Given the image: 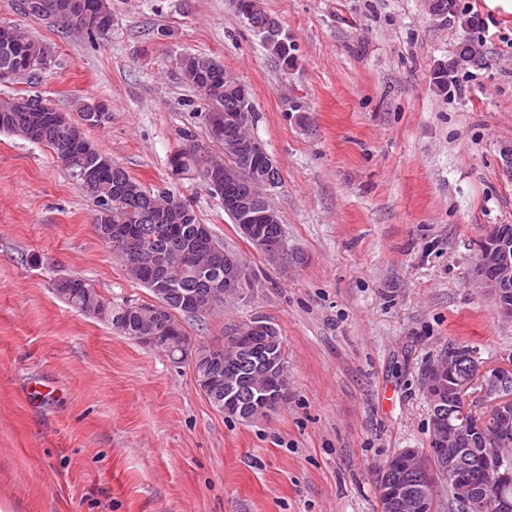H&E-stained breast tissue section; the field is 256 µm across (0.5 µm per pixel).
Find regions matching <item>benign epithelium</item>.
<instances>
[{"label":"benign epithelium","instance_id":"benign-epithelium-1","mask_svg":"<svg viewBox=\"0 0 512 512\" xmlns=\"http://www.w3.org/2000/svg\"><path fill=\"white\" fill-rule=\"evenodd\" d=\"M43 8L53 13V21L71 24L82 32L92 31L97 26L98 12L85 7L83 0H55ZM39 111L53 127L61 128L64 122L62 113L49 100L41 101ZM97 159L98 164L114 166L112 159L104 155L97 147L83 140L73 131L66 133L61 156L66 158L74 147ZM259 147L257 139L237 141L224 139V154L238 161L234 170L221 169L215 165L205 173L204 179L213 186L224 183L226 195L224 204L243 218L240 232L250 241L252 247L270 259L287 261V250L283 240L272 241L258 230L257 224L276 219V209L268 199V191L277 183L265 176L261 181L263 202L255 203V192L248 183L246 174L250 172L249 158ZM248 265L240 260L224 264V276H215L213 287L224 290V295L232 296L244 287L250 279ZM474 277L497 300L500 312L512 316V240L489 230L483 238L478 252ZM248 333L255 342L266 350L282 356V347L278 337L261 324L252 323L245 327H230L225 332V343L235 340L241 332ZM429 374L431 383L427 395L436 406H442L440 397L444 380H449V399L456 401L460 412L448 416L443 411L431 415L429 433L437 443V454L445 448H454L481 437L494 444L493 454L500 466L495 473L496 484L504 491L512 488V441L508 434L512 432V365L484 368L479 363L462 365L455 354L448 353L434 364ZM428 453H419L415 448H404L396 456L389 457L381 466L383 482L379 491V512H430L434 501L428 491L416 496L403 487L400 470L403 465L420 462ZM440 480L452 485L456 496L468 503L471 512H485L487 505L482 497V485L479 478L464 479L458 475L454 462L443 461Z\"/></svg>","mask_w":512,"mask_h":512}]
</instances>
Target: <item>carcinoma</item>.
I'll return each instance as SVG.
<instances>
[{"label": "carcinoma", "mask_w": 512, "mask_h": 512, "mask_svg": "<svg viewBox=\"0 0 512 512\" xmlns=\"http://www.w3.org/2000/svg\"><path fill=\"white\" fill-rule=\"evenodd\" d=\"M235 8L240 15L252 14L255 24L260 26L272 20L260 0H236ZM14 29L13 46L0 42V68L16 58H24L31 69L22 75L36 79L51 68L52 52L19 26ZM263 42L283 65L293 64L294 59L286 54L288 38L282 36V31ZM475 56H484L481 42L467 39L460 43L454 57L435 69L433 80L437 89L448 90L453 74L472 65ZM178 68L193 90H198V78L202 75L221 90L224 111H238L241 81L232 78L224 65L212 63L208 55L187 54L179 58ZM20 101V97L0 99V132L56 150L54 130L41 120L42 113L21 110ZM182 140L183 144L170 157L172 175L205 172L212 163L233 167L234 161L229 157L220 160L213 153L196 151L199 138L195 134L187 132ZM85 192L95 202L122 195L121 201L112 202V208L95 211V230L112 253L120 257L127 274L147 288L158 304L127 303L114 307L90 284L71 277L55 282L56 294L76 310L107 322L122 336L138 342L146 336H157L155 350L172 358L182 355L181 346L190 338L175 319V312H207L224 302L222 298L214 301L210 295V272L224 271V256H216L210 244L214 235L209 232L198 236L199 222L189 203L168 192L156 194L146 189L120 166L113 170L98 169L93 186ZM160 257L172 271V288L156 284L154 260ZM265 359L264 354L246 347L229 351L222 343L200 344L194 351L196 381L211 405L226 417L243 422L267 417L277 410L279 392L288 385V377L284 371L267 374L263 369ZM403 480L416 494L428 487V473L417 468L407 471Z\"/></svg>", "instance_id": "1"}]
</instances>
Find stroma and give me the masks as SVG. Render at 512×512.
Segmentation results:
<instances>
[{"instance_id":"stroma-1","label":"stroma","mask_w":512,"mask_h":512,"mask_svg":"<svg viewBox=\"0 0 512 512\" xmlns=\"http://www.w3.org/2000/svg\"><path fill=\"white\" fill-rule=\"evenodd\" d=\"M112 27L78 37L22 16L54 63L1 97L40 95L76 114L106 108L88 139L152 191L188 201L255 287L203 316L193 343L273 327L288 401L251 423L226 418L172 360L60 300L61 277L112 303H148L98 237L95 206L46 146L0 133V512H378L376 474L429 448V364L449 346L512 363V317L473 282L478 242L512 224V0H478L493 36L484 65L440 94L432 74L470 35L426 0H263L295 46L271 56L232 0H111ZM167 28L171 37L160 36ZM205 53L249 86L251 130L276 159L271 195L287 262L253 250L169 156L207 106L178 59ZM300 101L286 111L284 97Z\"/></svg>"}]
</instances>
